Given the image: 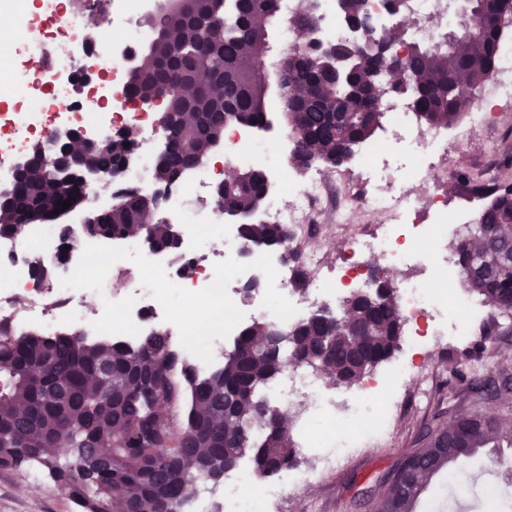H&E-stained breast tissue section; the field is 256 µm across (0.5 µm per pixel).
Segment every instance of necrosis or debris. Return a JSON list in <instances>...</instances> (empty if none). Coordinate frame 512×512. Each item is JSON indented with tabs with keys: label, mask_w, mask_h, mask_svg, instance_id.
I'll list each match as a JSON object with an SVG mask.
<instances>
[{
	"label": "necrosis or debris",
	"mask_w": 512,
	"mask_h": 512,
	"mask_svg": "<svg viewBox=\"0 0 512 512\" xmlns=\"http://www.w3.org/2000/svg\"><path fill=\"white\" fill-rule=\"evenodd\" d=\"M41 2L35 14L26 0H0V12L12 18L9 34L22 49L21 56L0 61V188L12 184L18 160L52 121L95 138L125 131L133 144L121 183L154 190L159 115L138 111L127 91L125 66L111 54L113 47L130 50L149 38L127 23L137 0H104L110 28L95 38L71 0ZM406 4L414 24L395 51L457 23L448 0ZM55 42L66 44L67 52L48 54ZM37 55L41 66L29 69L28 58ZM496 70L498 80L482 90L470 114L471 131L491 123L493 103L512 101V40L502 42ZM383 110L385 134L364 146L351 176L337 167H311L297 180L284 176L288 154L255 137L252 128L225 127L219 165L260 168L270 176L266 215L291 231L278 257L247 253L234 225L214 223L211 211L197 207L218 174V165L204 164L169 202L168 219L183 239L177 257L152 253L139 238L125 239L117 248L101 240L67 242L56 224H30L22 236H0V321L19 334L35 330L55 336L75 327L87 336L109 335L128 343L161 330L184 356L206 367L257 318L287 327L324 304H343L372 259L380 274L407 273L395 288L405 319L415 323L408 337L413 351L425 350L433 329L472 339L465 298L429 280L432 266H454V255L443 244L450 230L448 195L435 176L448 157V144L414 125L415 107L406 95H388ZM356 211L369 228L351 236L340 259H332L313 227L349 223ZM66 249L87 254V261H61ZM37 260L52 266L51 281L32 275ZM300 267L315 274L296 288L292 282ZM90 295L96 299L92 308L86 305ZM411 367L403 360L389 378L369 377L342 406L314 368L291 364L269 395L280 406L306 402L300 444L315 452L321 468H332L356 449L388 442L396 388L406 382ZM284 488L260 485L254 469L241 466L224 487V512H277Z\"/></svg>",
	"instance_id": "obj_1"
}]
</instances>
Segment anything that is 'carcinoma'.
<instances>
[{
  "label": "carcinoma",
  "mask_w": 512,
  "mask_h": 512,
  "mask_svg": "<svg viewBox=\"0 0 512 512\" xmlns=\"http://www.w3.org/2000/svg\"><path fill=\"white\" fill-rule=\"evenodd\" d=\"M362 3L338 0V8L346 22L365 30L372 48L338 41L318 53L305 50L301 41L284 49L286 70L273 104L259 68L268 49L265 21L276 17V0H195L191 15L165 18L147 43L155 64L129 77L133 96H161L166 111L189 113L168 154L156 162V181L166 184L196 156L210 153L223 142L227 123L264 128L273 107L281 111L284 127L299 125L310 144L292 157L296 169L336 167L351 159L383 118L379 95L369 89L395 56V36L374 35ZM509 22L512 0H471L459 29L405 46L403 79L393 91L410 94L426 124H455L474 98H461L454 78H465L473 90L484 82L495 68ZM201 69L213 82L191 99L180 96L177 86ZM127 141V135L114 136L89 148L87 162L120 168L130 151ZM451 180L460 190H480L488 199L470 238L455 247L464 287L490 308L481 339L470 343L451 371L470 409L451 417L440 412L423 426L417 448L398 464V475L373 490V512H414L433 475L454 471L482 448H512V406L503 405L489 422L474 420L482 404L512 393V371L496 364L483 381L464 375L469 366L493 360L487 337L499 327V317H512V181L498 178L482 186L463 169ZM267 191V176L259 168L220 188L226 209L252 214ZM68 199L74 208L83 201L79 182L45 166L42 148L33 146L29 171L10 206L0 208V235L21 236L25 227L17 220L24 215L33 224L54 223L67 213L61 203ZM135 226L146 229L157 246L174 250V227L159 217L156 200L132 189L113 201L91 234L120 240ZM241 238L254 246L280 247L288 243L290 230L257 221L242 226ZM467 252L485 275H472L463 261ZM375 287L384 293L373 303L354 295L337 311L324 306L288 327L275 352L257 344L272 326L257 319L244 327L223 362L205 371L195 361L167 357L172 345L160 331L127 345L79 332L17 335L1 321L0 462L40 466L78 512H185L198 481L217 486L246 457L259 477L274 475L293 464L296 446L291 429L279 427L282 408L265 388L288 363L299 360L335 384H353L398 349L404 320L395 288L380 278ZM159 397L169 405L166 416L154 412ZM60 437L71 448L85 447L99 465L85 467L81 454L39 452ZM115 487L123 492L120 506L112 500Z\"/></svg>",
  "instance_id": "1"
}]
</instances>
